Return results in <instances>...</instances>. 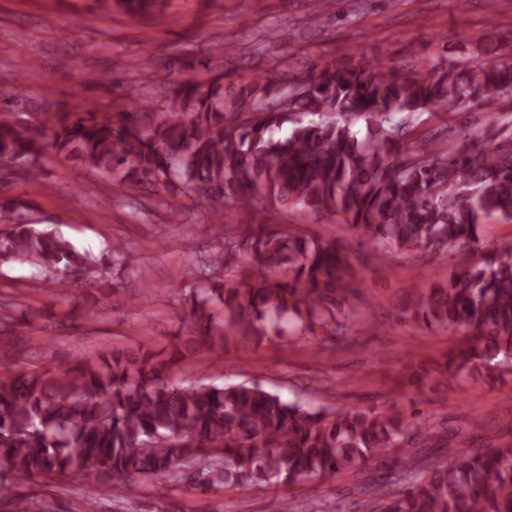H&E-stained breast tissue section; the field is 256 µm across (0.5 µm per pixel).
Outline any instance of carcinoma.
I'll use <instances>...</instances> for the list:
<instances>
[{"instance_id":"obj_1","label":"carcinoma","mask_w":512,"mask_h":512,"mask_svg":"<svg viewBox=\"0 0 512 512\" xmlns=\"http://www.w3.org/2000/svg\"><path fill=\"white\" fill-rule=\"evenodd\" d=\"M117 2L135 18L156 0ZM487 112L478 142L456 147L441 133L418 136L421 112L470 106ZM512 63L454 62L442 70L396 74L362 61L324 62L283 84L277 75L247 84L186 79L170 110L137 98L112 114L94 104L47 127L0 113V159L41 173L51 154L77 160L123 183L188 187L246 211L305 210L336 218L391 255H442L482 245L485 219L512 222ZM366 122L360 138L353 126ZM288 135L277 137L283 124ZM0 258L53 273L101 278L131 257L119 243L100 258L80 253L49 226L0 202ZM200 257L207 284L178 295L190 306L188 335L167 352L114 348L64 365L12 366L0 348V499L29 512L14 483L70 478L99 483L185 480L208 493L230 486H280L325 479L397 454L401 475L359 485L361 512H512V444L459 448L421 467L416 449L439 446V427L391 401L340 412L285 401L256 381L217 384L174 377L202 345L272 341L286 328L355 342L368 328L345 310L353 287L349 253L336 237L278 224L219 231ZM50 316L0 302V323L30 326ZM403 319L459 333L435 380L512 378V240L456 266L448 281L417 290Z\"/></svg>"}]
</instances>
